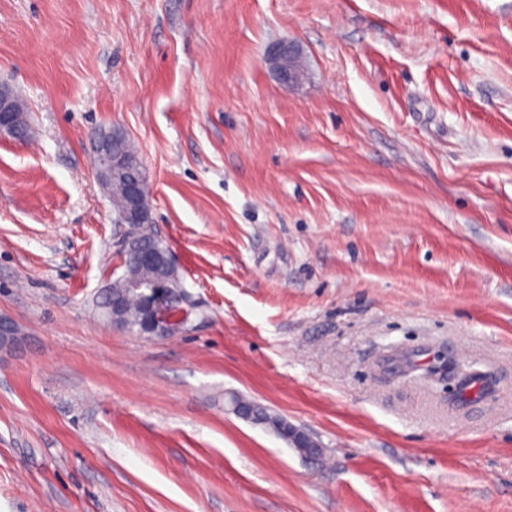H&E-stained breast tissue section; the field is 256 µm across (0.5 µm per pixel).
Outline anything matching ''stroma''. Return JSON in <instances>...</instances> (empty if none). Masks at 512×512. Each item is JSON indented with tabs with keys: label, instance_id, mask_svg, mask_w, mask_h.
Listing matches in <instances>:
<instances>
[{
	"label": "stroma",
	"instance_id": "stroma-1",
	"mask_svg": "<svg viewBox=\"0 0 512 512\" xmlns=\"http://www.w3.org/2000/svg\"><path fill=\"white\" fill-rule=\"evenodd\" d=\"M1 86L0 512H512V0H0ZM113 129L189 300L165 338L91 304ZM280 80L288 86L297 83L302 76L301 52L292 42L280 44L268 58ZM14 112H18V105L11 93L0 88V136L8 137L12 132Z\"/></svg>",
	"mask_w": 512,
	"mask_h": 512
}]
</instances>
